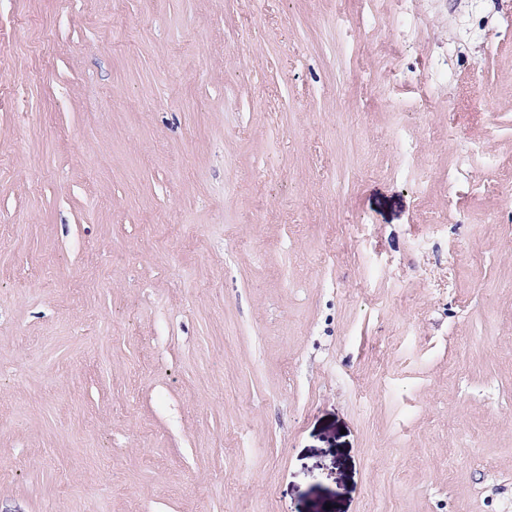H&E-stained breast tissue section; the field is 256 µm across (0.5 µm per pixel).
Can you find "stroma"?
I'll list each match as a JSON object with an SVG mask.
<instances>
[{"label": "stroma", "instance_id": "35a3bbf8", "mask_svg": "<svg viewBox=\"0 0 512 512\" xmlns=\"http://www.w3.org/2000/svg\"><path fill=\"white\" fill-rule=\"evenodd\" d=\"M374 8L0 0V512H512V0Z\"/></svg>", "mask_w": 512, "mask_h": 512}]
</instances>
